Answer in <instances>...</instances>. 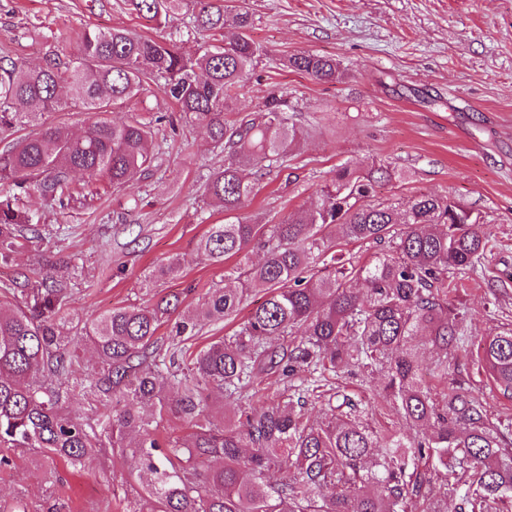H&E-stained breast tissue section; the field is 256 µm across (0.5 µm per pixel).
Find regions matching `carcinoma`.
<instances>
[{
    "mask_svg": "<svg viewBox=\"0 0 512 512\" xmlns=\"http://www.w3.org/2000/svg\"><path fill=\"white\" fill-rule=\"evenodd\" d=\"M183 2L128 5L146 23L160 24L174 20ZM197 4L194 28L208 44L194 56L172 40L86 27L75 33L68 62L0 65V131L60 108L64 88L72 104L98 113L81 136L47 127L0 152V181L16 188L0 196V263L28 245L33 264L46 269L22 285L21 296L0 301V445L37 448L73 466L104 448H122L139 461L146 512H512V423L493 421L479 393L452 387L437 394L421 376L419 332H428L443 379L468 340L464 314L448 305V278L477 272L490 243L479 216L445 195L380 201L375 174L388 171L357 174L345 167L316 191L313 209L278 224L211 225L197 254L220 266L237 258L226 274L234 282L210 289L193 317L176 323V335L236 317L251 290L264 291L266 299L233 335L194 354L172 353L173 372L162 367L154 347L177 304L69 312L68 283L54 276L22 196L35 191L60 201L98 181L123 186L149 169L151 126L108 117L126 111L147 85L163 81L184 119L224 147V168L211 175L207 192L226 215L261 190L242 173V163L284 159L300 142L281 98L266 100L253 116L224 120L256 63L253 19L238 10V33L227 41L228 5ZM287 66L321 81L335 80L338 69L335 59L315 54H294ZM77 172L81 184L72 179ZM349 243L385 249L361 259L338 250ZM252 244L262 248V261L250 260ZM181 268L179 257L168 259L146 287ZM68 325L83 331L96 352V366L82 376L74 369L72 337L61 333ZM474 363L512 399L511 327L482 337ZM356 368L384 373L390 409L406 427L427 432L418 439L397 432L381 437L332 405L311 422L303 412L304 388L245 407L232 421L213 422L214 390L238 400L249 388L303 374L318 375L315 388H330L333 377ZM168 386L177 389L172 400L163 395ZM76 392L112 402L102 432L69 411ZM169 412L191 432L160 438L158 424Z\"/></svg>",
    "mask_w": 512,
    "mask_h": 512,
    "instance_id": "1",
    "label": "carcinoma"
}]
</instances>
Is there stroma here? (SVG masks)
Returning <instances> with one entry per match:
<instances>
[{
    "instance_id": "obj_1",
    "label": "stroma",
    "mask_w": 512,
    "mask_h": 512,
    "mask_svg": "<svg viewBox=\"0 0 512 512\" xmlns=\"http://www.w3.org/2000/svg\"><path fill=\"white\" fill-rule=\"evenodd\" d=\"M235 3L254 18L250 35L261 57L226 119L258 111L277 96L287 99L303 130L283 165L248 168L262 189L241 217L275 224L310 207L318 187L346 164L362 173L380 165L410 171L409 180L380 183L378 199L428 192L479 212L491 245L485 273L458 277L448 298L466 312L474 337L512 325V0ZM195 7V0H185L183 14L156 27L137 18L126 0H0V61L69 59L73 34L84 27L173 38L191 55L204 42L186 27ZM301 53L336 59V80L283 66L285 57ZM134 110L156 122L149 173L119 188L90 186L62 205L36 192L23 202L39 219L51 259L63 263L72 312L152 305L175 294L182 317L224 277L222 267L196 254L210 225L224 221L206 192L224 153L204 130L181 120L159 86H150ZM93 119L69 105L0 134V149L47 126L80 133ZM173 256L182 260L181 273L143 287L145 274ZM425 378L439 390L449 384L478 391L493 417L512 421V400L473 373L466 352H457L447 381L430 372ZM338 382L364 422L380 430L393 426L381 394L383 373H345ZM1 456L11 464L0 469V512H13L20 497L29 512H134L144 495L131 479L136 460L118 448L82 468L28 448H0Z\"/></svg>"
}]
</instances>
